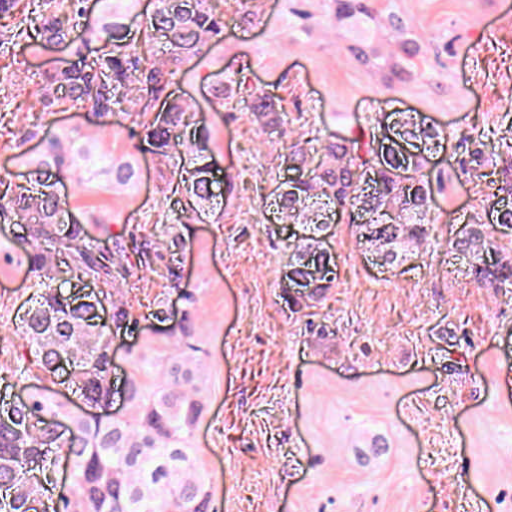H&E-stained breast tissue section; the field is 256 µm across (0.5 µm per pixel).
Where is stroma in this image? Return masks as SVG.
<instances>
[{"label": "stroma", "mask_w": 512, "mask_h": 512, "mask_svg": "<svg viewBox=\"0 0 512 512\" xmlns=\"http://www.w3.org/2000/svg\"><path fill=\"white\" fill-rule=\"evenodd\" d=\"M214 3L223 42L172 86L197 104L232 180L223 219L182 225L186 247L174 254L197 298L206 410L190 444L214 512H512V399L499 378L512 369V288L478 287L451 249L497 190L488 175L462 171L464 136L495 145L489 172L512 153V0H374L377 15L407 17L423 46L392 93L385 71L340 53L330 0ZM245 8L259 24L239 25ZM239 72L281 97L308 139L358 126L378 135L398 112L435 126L445 142L425 169L435 183L427 243L381 267L355 224L339 220L325 239L335 281L311 311L289 309V229L265 207L282 141L260 133L245 103L208 104L211 76ZM22 128L34 133L30 155L66 134L131 169L125 183L101 167L60 186L91 238L103 244L137 224L167 250L160 220L172 174L131 137L124 113L105 126L78 107L37 121L0 99V177L21 178L13 145ZM18 233L0 224V388L11 400L15 330L34 283ZM121 291L138 324L113 344L118 381L131 371L127 347L153 364L167 354L153 311L185 306L157 273H135Z\"/></svg>", "instance_id": "stroma-1"}]
</instances>
